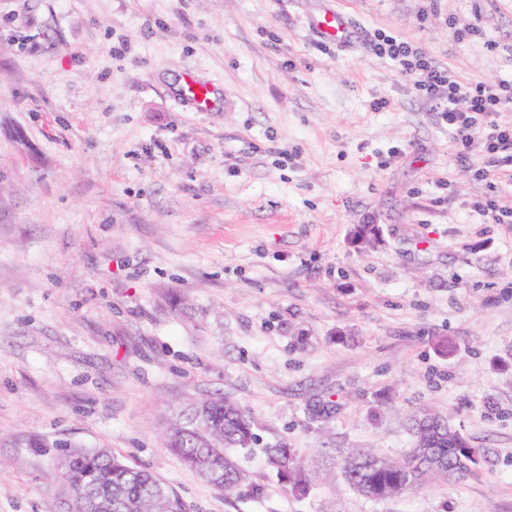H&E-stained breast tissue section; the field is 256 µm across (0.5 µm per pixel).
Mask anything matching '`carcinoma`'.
Returning a JSON list of instances; mask_svg holds the SVG:
<instances>
[{
	"label": "carcinoma",
	"instance_id": "obj_1",
	"mask_svg": "<svg viewBox=\"0 0 512 512\" xmlns=\"http://www.w3.org/2000/svg\"><path fill=\"white\" fill-rule=\"evenodd\" d=\"M379 226L358 224L353 243L378 241ZM412 447L400 460L357 449L342 465L344 478L359 495L374 501L409 492L430 478L463 479L487 463L447 417L423 410L409 417ZM255 421L234 402L220 397L196 402L170 421L167 448L224 497L251 486L237 452L256 441ZM266 463L295 497L308 496L314 476L296 449L279 441L264 448ZM57 477L70 493L72 512H185L184 504L151 471L129 463L108 448H73L57 463Z\"/></svg>",
	"mask_w": 512,
	"mask_h": 512
}]
</instances>
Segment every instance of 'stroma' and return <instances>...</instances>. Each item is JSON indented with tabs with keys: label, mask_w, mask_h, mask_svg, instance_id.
I'll list each match as a JSON object with an SVG mask.
<instances>
[{
	"label": "stroma",
	"mask_w": 512,
	"mask_h": 512,
	"mask_svg": "<svg viewBox=\"0 0 512 512\" xmlns=\"http://www.w3.org/2000/svg\"><path fill=\"white\" fill-rule=\"evenodd\" d=\"M328 7L352 41L313 27ZM381 31L512 80V0H0V512H64L66 445L148 468L187 512H512V224L473 209L505 186L456 165ZM216 393L256 421L258 495L225 501L164 446ZM422 408L490 464L355 493L341 459L400 458ZM280 440L307 497L266 466ZM184 94L202 110L211 108L215 103L213 90L206 84L199 83L193 78H189L185 82ZM266 463L295 497L308 496L314 484V477L305 459L286 441H279L264 448Z\"/></svg>",
	"instance_id": "stroma-1"
}]
</instances>
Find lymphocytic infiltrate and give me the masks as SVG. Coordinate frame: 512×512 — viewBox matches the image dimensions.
<instances>
[{
    "instance_id": "f902f5d3",
    "label": "lymphocytic infiltrate",
    "mask_w": 512,
    "mask_h": 512,
    "mask_svg": "<svg viewBox=\"0 0 512 512\" xmlns=\"http://www.w3.org/2000/svg\"><path fill=\"white\" fill-rule=\"evenodd\" d=\"M377 55L393 61L408 76L417 94L433 102L452 131L453 159L476 168L489 157L497 178L512 183V127L492 124L490 117L512 104V80L470 85L437 65L420 47L383 33L374 44ZM478 176L485 169L476 168Z\"/></svg>"
}]
</instances>
